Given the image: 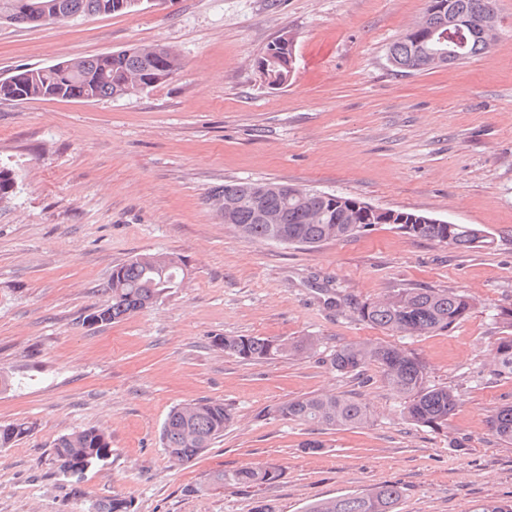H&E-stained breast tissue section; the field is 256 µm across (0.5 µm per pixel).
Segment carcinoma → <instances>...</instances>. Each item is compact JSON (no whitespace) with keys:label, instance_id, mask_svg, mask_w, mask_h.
I'll return each mask as SVG.
<instances>
[{"label":"carcinoma","instance_id":"obj_1","mask_svg":"<svg viewBox=\"0 0 512 512\" xmlns=\"http://www.w3.org/2000/svg\"><path fill=\"white\" fill-rule=\"evenodd\" d=\"M46 6L60 5L76 15H111L129 12L123 0H35ZM483 0H424L423 15L407 33L388 49L393 67L403 72L401 61L417 58L416 71L443 66L429 54L438 43L435 32L448 29L452 14L481 15V42L458 43L463 58L487 52L496 38L497 12L485 13ZM64 75L51 67L24 69L14 101L31 99H102L130 95L157 83L162 73L174 75L181 68L180 57L165 46L132 47L112 53L108 76L101 74L99 57L66 61ZM219 203L224 223L241 235L263 242L314 247L328 240H347L374 224H397L405 234L429 241L474 248L476 242L488 247L492 239L482 236L476 224H429V216L417 211L379 209L365 214L353 197L321 192L280 182L227 183L212 195ZM185 278L183 261L167 254H141L112 272L109 290L112 302L90 315L93 323L110 324L142 311L176 292ZM474 300L453 289L398 288L386 298L357 307L361 320L398 336H425L447 330L467 316ZM218 345L224 352L245 361L286 357L313 347V340L292 343L264 336H224ZM495 359L503 371L512 373V336L500 337ZM369 364L378 365L388 385L404 399L403 415L416 424L440 427L461 404L459 394L446 386L426 385V366L414 354L390 344H346L332 355L331 366L340 374L359 373ZM277 416L326 428L358 427L368 423L369 406L352 395L315 394L290 399L276 407ZM232 414L219 400H201L172 409L161 430V443L171 459L188 462L224 436ZM494 433L512 440V406L501 408L492 420ZM34 430L29 422L0 425V448H10ZM112 454L108 437L100 430L85 429L59 437L54 443V461L64 474L82 477L89 468ZM273 471L241 469L209 474L210 485H259L273 480ZM403 496L393 483L368 492L351 493L309 504L306 512H395ZM88 512H130V504L114 496L90 503Z\"/></svg>","mask_w":512,"mask_h":512}]
</instances>
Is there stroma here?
Masks as SVG:
<instances>
[{
    "label": "stroma",
    "mask_w": 512,
    "mask_h": 512,
    "mask_svg": "<svg viewBox=\"0 0 512 512\" xmlns=\"http://www.w3.org/2000/svg\"><path fill=\"white\" fill-rule=\"evenodd\" d=\"M424 0H144L138 10L50 24L0 20V75L142 45L181 70L131 96L0 100V424L31 422L0 448V512H87L114 495L130 512H304L385 483L398 512L512 504V442L491 420L512 374L491 364L512 334V0H497L488 52L399 73L389 45ZM292 41L288 86L256 61ZM282 182L476 224L493 243L459 249L377 224L345 241L281 246L244 238L211 204L227 183ZM146 253L180 257L183 288L105 325L112 271ZM399 288H454L475 308L453 329L390 335L358 304ZM221 336L313 338L308 353L247 363ZM354 342L419 356L427 383L456 389L446 426L414 425L378 366L330 364ZM320 393L367 403L370 422L327 430L275 416ZM224 402L234 419L211 448L172 461L160 441L173 407ZM104 430L112 453L81 480L60 473L55 440ZM269 469L251 487L203 488L208 473Z\"/></svg>",
    "instance_id": "35a3bbf8"
}]
</instances>
